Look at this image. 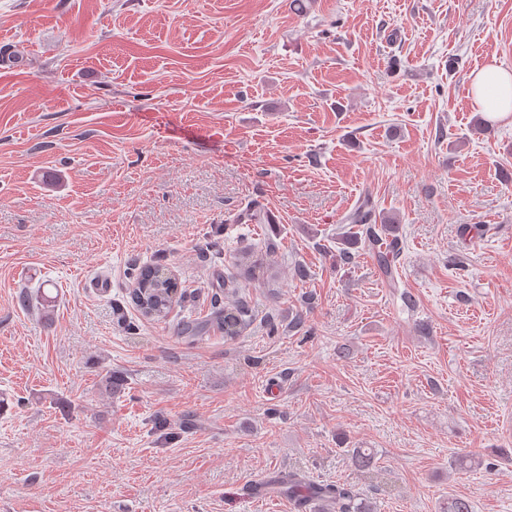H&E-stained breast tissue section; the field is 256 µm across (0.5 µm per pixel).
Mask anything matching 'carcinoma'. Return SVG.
I'll return each mask as SVG.
<instances>
[{
	"mask_svg": "<svg viewBox=\"0 0 512 512\" xmlns=\"http://www.w3.org/2000/svg\"><path fill=\"white\" fill-rule=\"evenodd\" d=\"M349 221L356 230L343 239L340 259L350 263L363 248L376 260L389 286L398 287L395 269L402 245L395 235L394 224L386 219L377 220L367 201L349 216ZM131 277L135 279V288L130 291V298L136 308L154 320L167 321L175 300L173 292L164 287L165 283L171 281L164 266L160 263L138 266L131 270ZM253 317L252 308L239 300L224 307H213L204 320L180 322L177 334L196 341L216 329L231 340L251 326ZM351 460L359 468H369L375 461V453L368 448H353ZM267 487L268 491L293 501L298 512H326L328 509L331 512H374L370 504L359 498L351 488L341 484L315 483L297 472L276 473Z\"/></svg>",
	"mask_w": 512,
	"mask_h": 512,
	"instance_id": "cac0c4a2",
	"label": "carcinoma"
}]
</instances>
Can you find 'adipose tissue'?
Masks as SVG:
<instances>
[{
  "label": "adipose tissue",
  "instance_id": "ef3b65f1",
  "mask_svg": "<svg viewBox=\"0 0 512 512\" xmlns=\"http://www.w3.org/2000/svg\"><path fill=\"white\" fill-rule=\"evenodd\" d=\"M470 87L475 103L491 120L512 115V70L497 60H489L470 74Z\"/></svg>",
  "mask_w": 512,
  "mask_h": 512
}]
</instances>
